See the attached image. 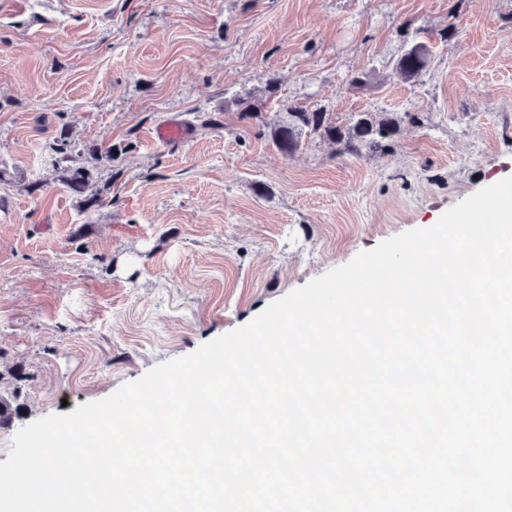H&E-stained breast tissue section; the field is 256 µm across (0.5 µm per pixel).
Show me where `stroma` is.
<instances>
[{
	"instance_id": "1",
	"label": "stroma",
	"mask_w": 512,
	"mask_h": 512,
	"mask_svg": "<svg viewBox=\"0 0 512 512\" xmlns=\"http://www.w3.org/2000/svg\"><path fill=\"white\" fill-rule=\"evenodd\" d=\"M412 38L433 57L408 81L393 63ZM291 105L401 117L398 143L340 158L305 133L283 155L269 131ZM172 117L187 138L154 143ZM63 131L76 165L116 150L97 210L51 162ZM509 176L512 0H0V390L20 407L0 462L22 426Z\"/></svg>"
}]
</instances>
